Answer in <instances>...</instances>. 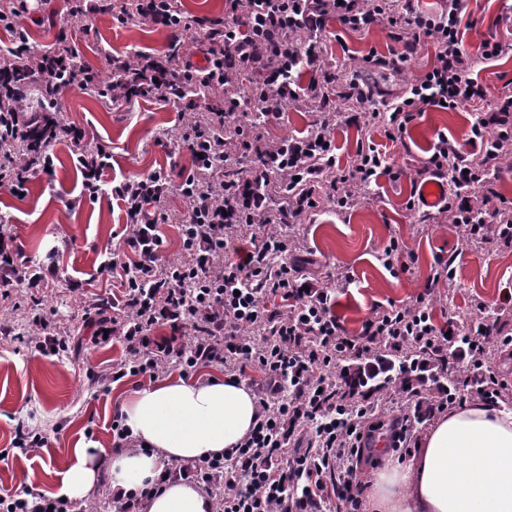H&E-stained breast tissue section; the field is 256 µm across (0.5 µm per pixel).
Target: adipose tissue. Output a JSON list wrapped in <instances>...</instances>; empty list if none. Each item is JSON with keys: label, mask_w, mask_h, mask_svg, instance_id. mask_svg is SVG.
<instances>
[{"label": "adipose tissue", "mask_w": 512, "mask_h": 512, "mask_svg": "<svg viewBox=\"0 0 512 512\" xmlns=\"http://www.w3.org/2000/svg\"><path fill=\"white\" fill-rule=\"evenodd\" d=\"M137 449H70L58 496L80 501L100 480L113 495L149 489L139 512H215L193 481L162 479L167 466L227 454L254 429L259 403L234 376L165 380L119 406ZM385 465L368 481L371 512H512V408L472 402L439 417L410 456L377 446Z\"/></svg>", "instance_id": "obj_1"}]
</instances>
